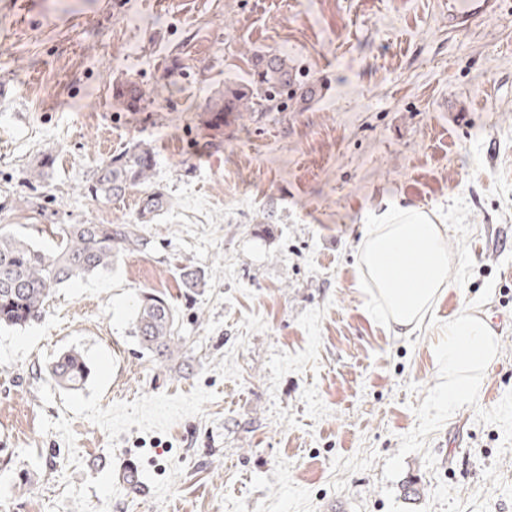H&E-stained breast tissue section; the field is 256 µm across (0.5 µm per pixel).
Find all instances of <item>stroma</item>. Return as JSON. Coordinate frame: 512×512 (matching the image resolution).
I'll use <instances>...</instances> for the list:
<instances>
[{
	"mask_svg": "<svg viewBox=\"0 0 512 512\" xmlns=\"http://www.w3.org/2000/svg\"><path fill=\"white\" fill-rule=\"evenodd\" d=\"M11 2L0 201L27 203L0 225L51 252V223H136L140 191L88 185L139 141L171 206L141 226L146 251L0 329V512H512V0L462 34L436 0ZM261 54L329 97L209 129L208 97ZM119 77L144 90L141 111L113 100ZM395 202L443 225L448 253L405 336L361 284ZM184 264L205 288L186 294ZM144 290L189 338L170 361L133 334ZM464 311L499 320L498 355L451 404L435 338ZM72 348L91 368L78 391L48 374ZM128 452L150 496L113 482Z\"/></svg>",
	"mask_w": 512,
	"mask_h": 512,
	"instance_id": "35a3bbf8",
	"label": "stroma"
}]
</instances>
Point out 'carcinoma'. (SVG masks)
Segmentation results:
<instances>
[{"label": "carcinoma", "mask_w": 512, "mask_h": 512, "mask_svg": "<svg viewBox=\"0 0 512 512\" xmlns=\"http://www.w3.org/2000/svg\"><path fill=\"white\" fill-rule=\"evenodd\" d=\"M113 97L127 111L141 108L145 92L134 81L120 79L112 84ZM288 95V67L280 58H256L251 79L226 86L207 101L204 111L213 124L221 125L226 112H281ZM156 158L153 150L138 144L103 161L88 186L100 199L120 198L140 188V215L136 224H60L59 249L49 254L28 241L0 229V325L23 327L42 318L52 291L78 277L108 270L118 254L141 251L148 245L140 234L145 224L167 209L169 199L155 183ZM181 287L194 292L206 286L204 274L192 265L178 268ZM134 336L156 360L170 359L175 349L186 344L179 335L178 317L162 295L145 292L137 309ZM55 382L79 390L90 370L76 350L60 354L50 367Z\"/></svg>", "instance_id": "obj_1"}]
</instances>
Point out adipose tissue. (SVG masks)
Listing matches in <instances>:
<instances>
[{
    "label": "adipose tissue",
    "mask_w": 512,
    "mask_h": 512,
    "mask_svg": "<svg viewBox=\"0 0 512 512\" xmlns=\"http://www.w3.org/2000/svg\"><path fill=\"white\" fill-rule=\"evenodd\" d=\"M443 229L424 212L392 205L376 218L361 257L365 278L385 304L392 327L411 332L447 281ZM497 340L481 319L462 314L437 344V362L448 374V401L468 396L474 375L497 355Z\"/></svg>",
    "instance_id": "1"
}]
</instances>
